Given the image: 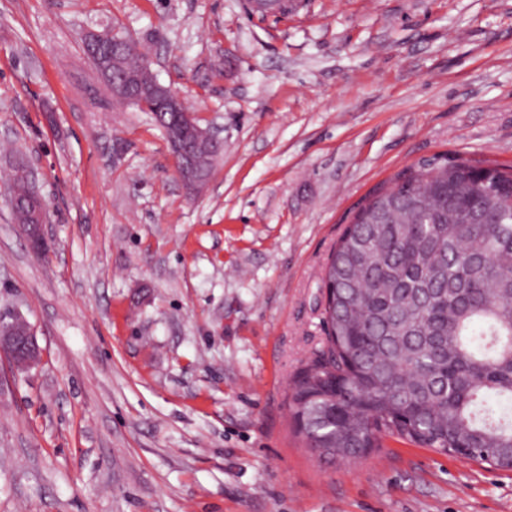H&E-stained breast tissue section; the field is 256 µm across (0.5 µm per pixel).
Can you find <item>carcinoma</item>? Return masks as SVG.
Masks as SVG:
<instances>
[{
  "instance_id": "obj_1",
  "label": "carcinoma",
  "mask_w": 512,
  "mask_h": 512,
  "mask_svg": "<svg viewBox=\"0 0 512 512\" xmlns=\"http://www.w3.org/2000/svg\"><path fill=\"white\" fill-rule=\"evenodd\" d=\"M326 344L294 374L309 452L397 437L512 470V169L438 156L373 191L323 277Z\"/></svg>"
}]
</instances>
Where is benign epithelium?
<instances>
[{
  "label": "benign epithelium",
  "mask_w": 512,
  "mask_h": 512,
  "mask_svg": "<svg viewBox=\"0 0 512 512\" xmlns=\"http://www.w3.org/2000/svg\"><path fill=\"white\" fill-rule=\"evenodd\" d=\"M83 46L89 55L97 58L102 77L112 85L114 96L125 104L144 107L149 97L153 109L171 115L168 145L172 154L175 175L187 190L197 191L209 180L210 169L203 164L196 147L205 143L210 155L223 149L218 133L197 123L195 113L184 106L183 100L169 87L158 82L151 59L147 58L130 70L120 64V39L109 33L89 31L83 35ZM10 205L25 200L34 202L29 211V223L22 225L31 250L42 252L45 243L44 224L47 212L44 200L32 187V179L18 185L8 183L3 188ZM0 355L9 359L18 370H28L40 360V347L34 328L19 313L0 316Z\"/></svg>",
  "instance_id": "obj_1"
}]
</instances>
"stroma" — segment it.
Returning <instances> with one entry per match:
<instances>
[{
  "mask_svg": "<svg viewBox=\"0 0 512 512\" xmlns=\"http://www.w3.org/2000/svg\"><path fill=\"white\" fill-rule=\"evenodd\" d=\"M129 35L224 140L189 193L82 35ZM0 512H512V470L392 438L312 456L288 393L325 342V264L372 191L438 155L512 166V0H0ZM32 178L33 171L29 168V177L23 185L10 182L3 188V192L1 187V195L3 193L6 196L11 207L18 202L12 208L13 216L17 224L21 225L31 250L34 253H40L45 243L44 224L47 223V212L44 200L32 187ZM20 200L34 201L35 205L29 211L27 203L19 202ZM28 213L29 224H27ZM0 355L17 370H28L40 360V347L34 328L19 313L0 316Z\"/></svg>",
  "mask_w": 512,
  "mask_h": 512,
  "instance_id": "obj_1",
  "label": "stroma"
}]
</instances>
